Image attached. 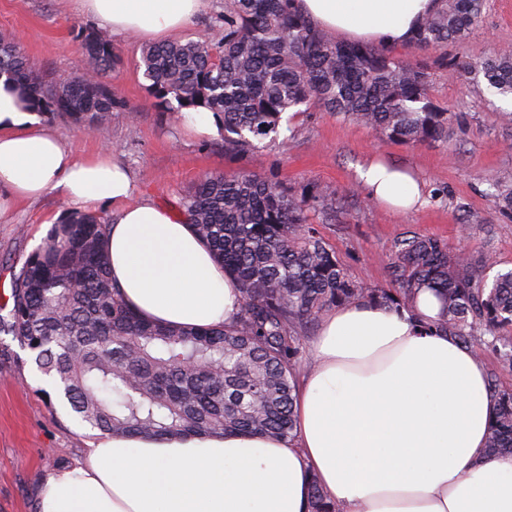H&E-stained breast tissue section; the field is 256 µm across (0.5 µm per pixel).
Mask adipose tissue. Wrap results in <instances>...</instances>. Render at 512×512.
I'll return each mask as SVG.
<instances>
[{
  "label": "adipose tissue",
  "mask_w": 512,
  "mask_h": 512,
  "mask_svg": "<svg viewBox=\"0 0 512 512\" xmlns=\"http://www.w3.org/2000/svg\"><path fill=\"white\" fill-rule=\"evenodd\" d=\"M207 0H80L97 28L166 40ZM319 28L348 39L407 45L437 0H298ZM359 178L375 204L404 213L424 186L379 161ZM133 179L109 150L77 157L0 83V193L57 194L71 211L115 210L111 274L126 303L154 322L228 325L236 281L189 224L132 201ZM440 305L357 302L325 313L298 377L294 440L115 436L72 467L44 476L37 512H307L317 482L339 512H512V455L488 456L493 404L482 360L454 337L420 331Z\"/></svg>",
  "instance_id": "ef3b65f1"
}]
</instances>
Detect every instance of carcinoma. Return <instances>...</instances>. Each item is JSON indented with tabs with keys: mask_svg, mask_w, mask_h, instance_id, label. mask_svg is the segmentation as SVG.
Here are the masks:
<instances>
[{
	"mask_svg": "<svg viewBox=\"0 0 512 512\" xmlns=\"http://www.w3.org/2000/svg\"><path fill=\"white\" fill-rule=\"evenodd\" d=\"M296 0H224L214 36L168 41L141 57L147 90L170 112H210L235 155L288 143L282 116L325 110L356 121L375 137L416 146L448 143L465 115L431 95L432 74L384 45L339 42L316 27ZM487 0H439L411 37L413 51L462 43ZM82 65L69 79L45 84L14 42L0 40V78L39 113L100 130L120 103L103 76L116 65L112 36L87 27ZM454 77L480 74L496 95L512 97V49L468 61L442 55ZM486 195L512 221V175L493 177ZM186 222L238 283L241 314L210 328L163 326L133 311L112 283L111 224L93 213L52 225L44 243L11 280V307L0 333L28 349L37 368L62 390L80 421L102 436L226 433L294 438L293 391L302 345L328 310L360 300L401 308L425 288L441 313L426 331L483 344L497 355L487 375L493 418L491 456L512 455V269L489 276L491 262L448 251L435 236L406 233L390 248L388 288H366L348 275L319 230L345 211L336 187L311 181L299 191L248 170L202 177L181 201ZM308 512H338L315 482Z\"/></svg>",
	"mask_w": 512,
	"mask_h": 512,
	"instance_id": "carcinoma-1",
	"label": "carcinoma"
}]
</instances>
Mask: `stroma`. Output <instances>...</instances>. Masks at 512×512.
I'll return each mask as SVG.
<instances>
[{
  "mask_svg": "<svg viewBox=\"0 0 512 512\" xmlns=\"http://www.w3.org/2000/svg\"><path fill=\"white\" fill-rule=\"evenodd\" d=\"M78 0H0V39L18 42L35 73L56 82L82 64L78 33L92 26ZM117 66L104 81L119 89L122 101L111 121L87 135L65 116L42 115V123L78 157L104 148L134 179L135 198H148L179 213V202L204 175L247 169L277 174L288 187L316 180L335 185L346 197L341 222L322 225L349 276L370 288L389 285L388 256L393 240L412 230L437 236L449 248L512 268V221L502 219L484 193L488 178L512 174V122L498 111L502 101L483 77H449L434 69L432 97L468 114L466 131L449 144L407 146L379 140L364 126L325 112L284 114L282 125L296 135L284 147H265L244 157L224 148V133L198 135L185 121L160 108L149 94L140 68L145 40L117 36ZM512 47V0H489L469 39L448 46V55L479 58ZM410 167L424 183V204L396 214L371 203L360 188L358 170L370 160ZM483 213V224L464 228L463 211ZM66 207L54 194L0 207V314L10 307V282L24 259L62 219ZM49 385L28 349L0 334V512H34L39 481L73 466L98 434L61 411L47 395Z\"/></svg>",
  "mask_w": 512,
  "mask_h": 512,
  "instance_id": "35a3bbf8",
  "label": "stroma"
}]
</instances>
